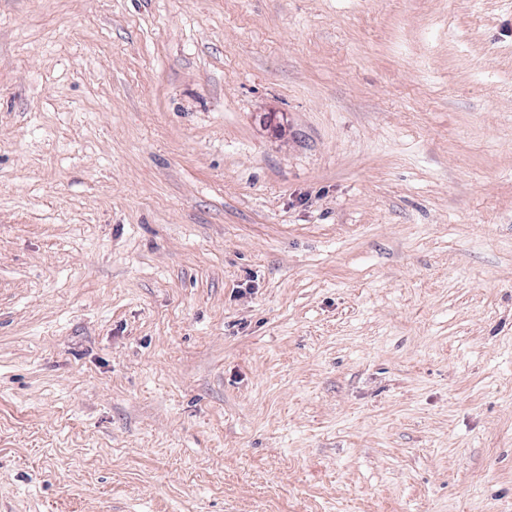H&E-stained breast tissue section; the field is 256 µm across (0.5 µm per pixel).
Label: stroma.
I'll use <instances>...</instances> for the list:
<instances>
[{
	"instance_id": "obj_1",
	"label": "stroma",
	"mask_w": 512,
	"mask_h": 512,
	"mask_svg": "<svg viewBox=\"0 0 512 512\" xmlns=\"http://www.w3.org/2000/svg\"><path fill=\"white\" fill-rule=\"evenodd\" d=\"M0 512H512V0H0Z\"/></svg>"
}]
</instances>
